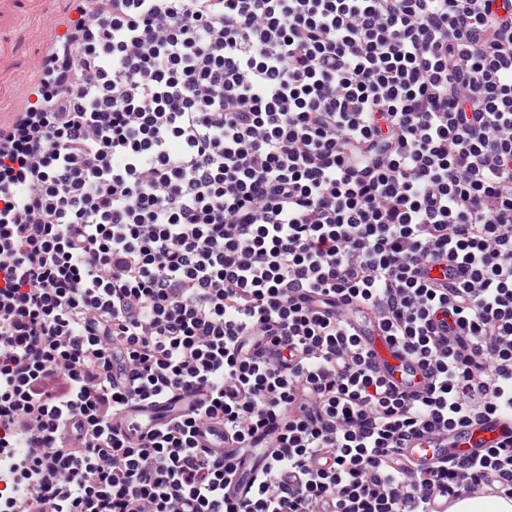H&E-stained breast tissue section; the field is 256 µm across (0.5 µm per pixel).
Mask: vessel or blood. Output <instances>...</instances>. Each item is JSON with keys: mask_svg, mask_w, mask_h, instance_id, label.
I'll return each mask as SVG.
<instances>
[{"mask_svg": "<svg viewBox=\"0 0 512 512\" xmlns=\"http://www.w3.org/2000/svg\"><path fill=\"white\" fill-rule=\"evenodd\" d=\"M46 0H0V55L12 49L11 34L19 19L36 7L45 6ZM362 334L373 353L381 371L396 387L405 390L421 389L425 375L421 365L410 356L392 346L381 332L372 328L363 329ZM185 398H171L152 405H135L123 415L121 425L141 432L171 418L184 407ZM512 437V421L500 417H485L452 433H440L428 440L405 448V455L420 467L427 468L448 455L474 456L499 441ZM197 441L201 447L218 456L233 459L237 471L226 492L228 495L245 497L250 486L264 465L269 451L262 447L241 448L225 440L221 430L203 424L198 428Z\"/></svg>", "mask_w": 512, "mask_h": 512, "instance_id": "obj_1", "label": "vessel or blood"}]
</instances>
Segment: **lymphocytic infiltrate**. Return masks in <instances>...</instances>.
<instances>
[{"label":"lymphocytic infiltrate","instance_id":"f902f5d3","mask_svg":"<svg viewBox=\"0 0 512 512\" xmlns=\"http://www.w3.org/2000/svg\"><path fill=\"white\" fill-rule=\"evenodd\" d=\"M96 2L0 126V463L23 489L0 512L512 497V441L402 453L512 418V0ZM181 391L189 412L120 427ZM203 422L271 438L246 499ZM361 331L376 365L388 381L409 391L423 387L426 381L424 371L415 359L392 346L380 331L373 328H361ZM512 436V422L500 417H485L451 434L439 433L404 449L405 455L420 468L431 467L444 456H474ZM416 446V447H414Z\"/></svg>","mask_w":512,"mask_h":512}]
</instances>
